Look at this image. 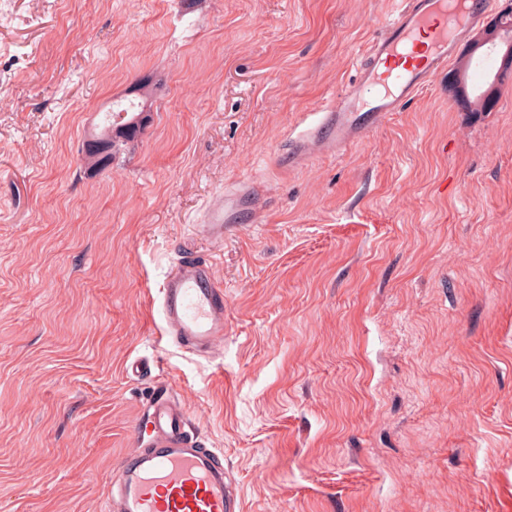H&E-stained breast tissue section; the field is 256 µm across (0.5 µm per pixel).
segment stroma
<instances>
[{
  "label": "stroma",
  "mask_w": 512,
  "mask_h": 512,
  "mask_svg": "<svg viewBox=\"0 0 512 512\" xmlns=\"http://www.w3.org/2000/svg\"><path fill=\"white\" fill-rule=\"evenodd\" d=\"M394 8L0 0V512H104L160 380L242 512H512V69L491 111L442 74L288 163ZM149 76L150 125L92 171L99 111ZM250 182L261 213L194 240ZM185 252L224 286L208 359L161 334ZM248 195L254 200L253 210L256 211L260 202V192L256 185L247 189L225 192L224 195L213 200L205 213L204 224H197V234L211 240H223L225 222H228L234 205L243 196Z\"/></svg>",
  "instance_id": "35a3bbf8"
}]
</instances>
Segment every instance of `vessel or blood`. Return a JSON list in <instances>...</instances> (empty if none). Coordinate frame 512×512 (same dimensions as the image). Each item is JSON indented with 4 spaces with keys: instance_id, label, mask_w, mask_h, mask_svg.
I'll return each instance as SVG.
<instances>
[{
    "instance_id": "vessel-or-blood-1",
    "label": "vessel or blood",
    "mask_w": 512,
    "mask_h": 512,
    "mask_svg": "<svg viewBox=\"0 0 512 512\" xmlns=\"http://www.w3.org/2000/svg\"><path fill=\"white\" fill-rule=\"evenodd\" d=\"M492 0H401L363 54L353 84L290 138L298 165L325 150H344L401 111L450 68L460 42L479 25ZM259 199L257 186L213 200L202 237H224L242 196ZM162 333L185 352L211 355L224 341V291L210 263L185 253L159 290ZM105 512H241L224 475V451L210 447L189 423L185 405L156 385L135 427V445L112 476Z\"/></svg>"
}]
</instances>
